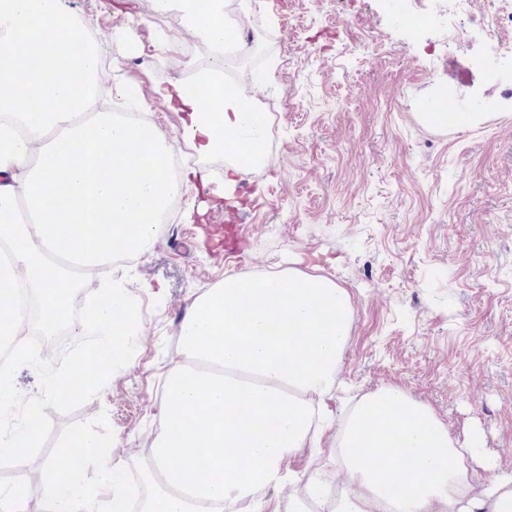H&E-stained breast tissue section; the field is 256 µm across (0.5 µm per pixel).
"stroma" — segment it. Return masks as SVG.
<instances>
[{"label": "stroma", "instance_id": "obj_1", "mask_svg": "<svg viewBox=\"0 0 512 512\" xmlns=\"http://www.w3.org/2000/svg\"><path fill=\"white\" fill-rule=\"evenodd\" d=\"M94 15L111 88L140 83L145 110L166 133L180 115L153 93L172 71L210 63L190 29L184 59L152 44L120 52L115 42L135 14L157 36L178 20L153 0H68ZM254 16L257 50L234 62L259 93L281 102L274 136L256 176L238 184L247 240L242 264H225L206 235L230 205L212 188L182 192L172 235L117 276L140 300L145 324L123 346L125 360L100 380V394L46 398L44 369L64 367L59 351L17 364L23 402L41 401V446L25 465L0 463V485L37 488L43 463L74 435L114 441L126 468L141 467L156 424L164 374L183 360L174 339L203 290L252 266L291 267L346 288L351 314L335 409L354 396L395 387L431 408L458 444L478 435L499 464L474 488L512 473V99L489 84L470 56L490 50L492 6L474 0L462 19L475 39L463 48L439 31L407 33L379 8L347 11L311 0H263ZM151 53L148 68L137 66ZM470 123L427 116L441 92Z\"/></svg>", "mask_w": 512, "mask_h": 512}]
</instances>
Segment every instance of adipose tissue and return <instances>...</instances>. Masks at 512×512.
Here are the masks:
<instances>
[{
  "mask_svg": "<svg viewBox=\"0 0 512 512\" xmlns=\"http://www.w3.org/2000/svg\"><path fill=\"white\" fill-rule=\"evenodd\" d=\"M182 14L206 44L224 46V0H155ZM89 18L65 0H0V338L24 323L14 283L37 299L41 334L59 331L67 262L105 277L82 327L98 354L122 359L130 301L109 283L112 254L154 246L155 226L172 194L208 185L204 168L170 182L169 146L154 124L97 112L76 115L100 85L98 50L86 45ZM204 82L207 96L196 84ZM197 82L154 85L187 115L182 140L199 157L223 154L224 197L233 199L242 164L259 162L266 136L250 102L225 87L222 73ZM350 327V297L331 279L298 268L230 275L198 294L180 326L182 364L163 383L139 512H224L246 500L253 512H512V474L473 494L477 470L493 465L478 438L457 445L442 421L405 392L384 387L342 411L332 406ZM333 433L335 444L322 440ZM71 444L101 468L95 485L45 464L48 512H129L122 466L111 444L92 435ZM41 445L37 409L0 430V459L24 464ZM317 457L306 474L290 459ZM303 495L280 499L287 485Z\"/></svg>",
  "mask_w": 512,
  "mask_h": 512,
  "instance_id": "ef3b65f1",
  "label": "adipose tissue"
}]
</instances>
